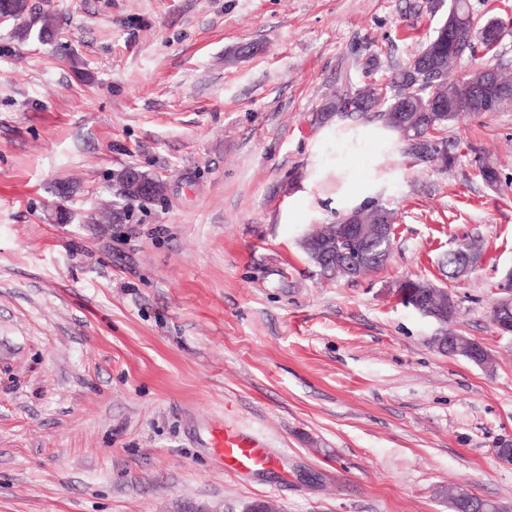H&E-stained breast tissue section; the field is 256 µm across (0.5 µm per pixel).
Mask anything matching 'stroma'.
<instances>
[{
  "instance_id": "obj_1",
  "label": "stroma",
  "mask_w": 512,
  "mask_h": 512,
  "mask_svg": "<svg viewBox=\"0 0 512 512\" xmlns=\"http://www.w3.org/2000/svg\"><path fill=\"white\" fill-rule=\"evenodd\" d=\"M54 41L0 23V512H448L468 486L512 502V338L492 304L512 271V110L443 133L454 168L357 146L398 213L387 267L328 280L300 240L336 210L316 122L344 80L382 81L448 0H29ZM489 162L494 190L477 175ZM168 183L125 198L115 173ZM123 218L113 222V211ZM482 237L468 276L441 259ZM448 289L489 367L439 353L393 293ZM263 435L239 477L215 425ZM464 243L462 244V248L468 253V256L470 258V266L472 268L461 272L460 274L454 272V264L451 261V249L448 250V253L443 258L441 265L442 267H448V278L449 279H458L460 277L465 276L468 274L476 264H478L483 255V245L482 241L479 238L476 237H464Z\"/></svg>"
}]
</instances>
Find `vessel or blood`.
Instances as JSON below:
<instances>
[{"instance_id": "obj_1", "label": "vessel or blood", "mask_w": 512, "mask_h": 512, "mask_svg": "<svg viewBox=\"0 0 512 512\" xmlns=\"http://www.w3.org/2000/svg\"><path fill=\"white\" fill-rule=\"evenodd\" d=\"M208 444L223 459L225 470L235 474H255L276 465L263 438L235 427L211 429Z\"/></svg>"}]
</instances>
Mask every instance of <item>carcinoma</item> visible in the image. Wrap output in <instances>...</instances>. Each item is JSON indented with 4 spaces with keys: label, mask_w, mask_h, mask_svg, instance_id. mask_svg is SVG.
<instances>
[{
    "label": "carcinoma",
    "mask_w": 512,
    "mask_h": 512,
    "mask_svg": "<svg viewBox=\"0 0 512 512\" xmlns=\"http://www.w3.org/2000/svg\"><path fill=\"white\" fill-rule=\"evenodd\" d=\"M0 10L16 22L17 37H26L31 27L29 0H0ZM500 22L497 17L484 21L476 18L468 0H450L447 18L416 54L391 66L385 86L378 88L348 81L336 87V92L317 111L315 120L323 123L336 114L356 113L366 118L372 116L400 134L406 127L408 135L403 141L406 142L404 153L407 156L440 170L452 167L455 157L439 146L438 134L463 113L478 115L485 111L463 94L477 65L455 75L452 74L453 66L472 52L477 41L486 53H495L500 45ZM317 235L329 246L319 271L330 279L345 277L354 281L361 274L378 271L389 262L382 257L386 242L372 237L363 259L349 267L345 244L339 239L340 225L321 226ZM462 248L468 253L470 266L481 261L483 245L480 239L467 237ZM396 292L422 304L447 324L456 322L460 313L453 294L433 286L426 279L406 277L400 280ZM438 349L479 366L488 364L482 344L452 329L447 331L446 339L438 344ZM446 496L450 512H512V505L481 498L462 485L448 487Z\"/></svg>",
    "instance_id": "obj_1"
}]
</instances>
